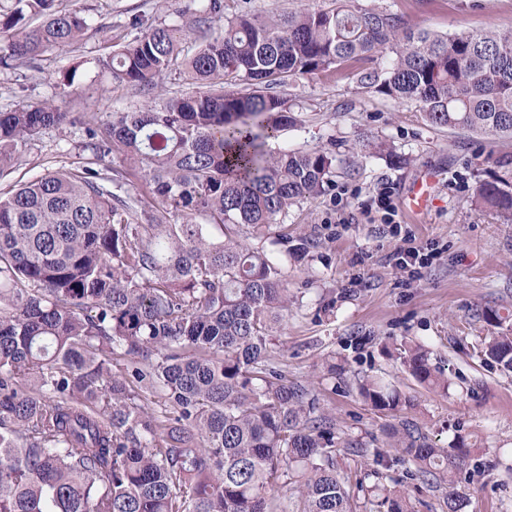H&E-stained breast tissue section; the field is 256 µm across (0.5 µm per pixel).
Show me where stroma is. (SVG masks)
I'll use <instances>...</instances> for the list:
<instances>
[{
    "instance_id": "1",
    "label": "stroma",
    "mask_w": 512,
    "mask_h": 512,
    "mask_svg": "<svg viewBox=\"0 0 512 512\" xmlns=\"http://www.w3.org/2000/svg\"><path fill=\"white\" fill-rule=\"evenodd\" d=\"M368 8L404 15L411 26L440 34L512 30V0H359ZM77 9L92 27L79 47L52 52L35 67L0 68V111L16 104L55 100L63 111L132 112L158 104L154 90L112 81L104 62L113 45L129 40L134 19L194 29L198 13L189 0H56ZM296 123L279 145L308 149L333 145L336 177L329 190L293 206L288 224V287L297 302L276 336L279 369L295 381L320 372L332 356L344 369L323 380L321 407L336 420V433L375 448L392 418L358 395L354 374L376 375L412 399L404 419L438 445L465 437L483 468L460 488L467 512H512V373L484 360L476 347L489 334L477 311H493L512 326V220L479 205L478 181L497 174V157L512 155V141L434 128L417 104L396 103L340 77H313L280 86ZM391 143L395 155L361 156L366 140ZM79 125L44 132L31 145L28 163L0 181V195L45 172L83 164ZM429 173L433 199L421 218H411L406 198ZM392 187L400 224L390 231L372 203ZM425 248L422 266L396 267L397 250ZM335 297L333 314L318 310ZM415 338L445 369L447 391L417 384L382 343ZM336 468L354 493L358 512H370L362 492L374 478L364 458L341 454Z\"/></svg>"
}]
</instances>
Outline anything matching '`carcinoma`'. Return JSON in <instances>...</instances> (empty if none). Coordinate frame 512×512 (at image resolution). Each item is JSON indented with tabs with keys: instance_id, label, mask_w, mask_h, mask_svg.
<instances>
[{
	"instance_id": "carcinoma-1",
	"label": "carcinoma",
	"mask_w": 512,
	"mask_h": 512,
	"mask_svg": "<svg viewBox=\"0 0 512 512\" xmlns=\"http://www.w3.org/2000/svg\"><path fill=\"white\" fill-rule=\"evenodd\" d=\"M56 0L0 12V65L17 68L82 43L90 23ZM215 36L156 25L112 50V80L163 89L180 72L197 91L102 119L81 114L89 166L49 171L0 197V512H357L336 471V427L314 382L274 366L273 339L293 304L281 263L209 228L261 238L288 209L323 194L336 173L327 147L273 150L295 124L273 95L341 74L392 101L414 102L433 127L512 138V31L440 35L357 0H311L276 15L224 19ZM68 113L50 100L0 111V179ZM120 156L123 167L112 165ZM482 181L481 202L512 216V156ZM145 190L131 194L128 176ZM483 355L512 371V335L484 336ZM420 385L448 389L432 351L397 348ZM126 361L128 372L113 370ZM359 395L393 415L412 406L396 386L356 377ZM161 391L165 408L147 395ZM464 512L458 491L472 449L432 443L403 421L370 452L376 512H413L386 483L389 453Z\"/></svg>"
}]
</instances>
